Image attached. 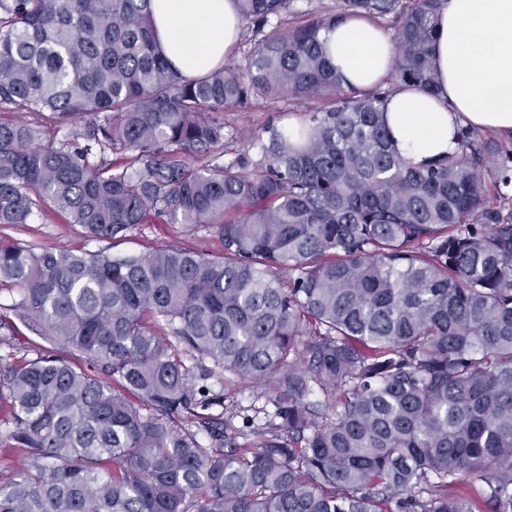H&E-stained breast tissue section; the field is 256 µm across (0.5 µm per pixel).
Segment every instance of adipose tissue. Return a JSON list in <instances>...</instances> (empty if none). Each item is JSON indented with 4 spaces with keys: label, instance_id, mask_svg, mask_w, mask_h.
Returning <instances> with one entry per match:
<instances>
[{
    "label": "adipose tissue",
    "instance_id": "1",
    "mask_svg": "<svg viewBox=\"0 0 512 512\" xmlns=\"http://www.w3.org/2000/svg\"><path fill=\"white\" fill-rule=\"evenodd\" d=\"M152 18L169 62L189 77L222 64L239 33L234 0H152ZM436 29V88L401 87L385 104L392 139L415 166L456 152L463 127L512 139V0H448ZM324 42L351 86L389 78L393 41L375 23L347 19Z\"/></svg>",
    "mask_w": 512,
    "mask_h": 512
}]
</instances>
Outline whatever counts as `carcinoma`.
I'll return each mask as SVG.
<instances>
[{
	"instance_id": "carcinoma-1",
	"label": "carcinoma",
	"mask_w": 512,
	"mask_h": 512,
	"mask_svg": "<svg viewBox=\"0 0 512 512\" xmlns=\"http://www.w3.org/2000/svg\"><path fill=\"white\" fill-rule=\"evenodd\" d=\"M293 2L235 0L263 38L190 79L151 0H0V227L49 207L98 241L162 217L224 245L0 235L6 309L93 364L0 336L23 351L0 362V447L31 459L0 512H473L463 476L512 512V168L467 127L416 168L384 119L393 89L436 86L447 0H336L264 33ZM350 16L391 30V86L342 84L322 33ZM283 95L320 103L308 127L221 161L224 110ZM226 373L267 388L263 424L209 412ZM482 483L467 477H461L455 483L448 486V495L470 501H476V512H482L483 505L479 503L478 489ZM480 510V511H478Z\"/></svg>"
}]
</instances>
